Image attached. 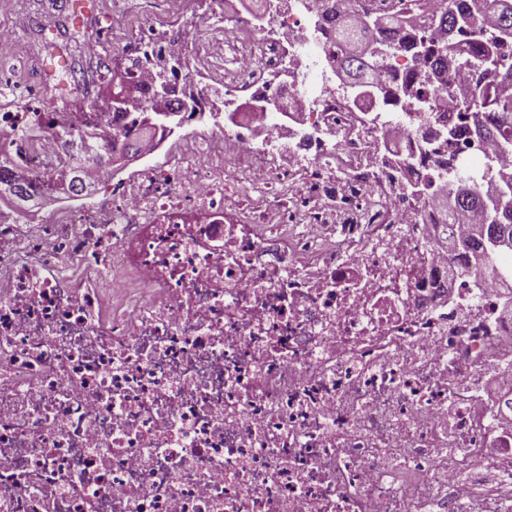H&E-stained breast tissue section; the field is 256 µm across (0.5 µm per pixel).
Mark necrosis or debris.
<instances>
[{"mask_svg": "<svg viewBox=\"0 0 512 512\" xmlns=\"http://www.w3.org/2000/svg\"><path fill=\"white\" fill-rule=\"evenodd\" d=\"M148 4L121 111L73 116L132 129L146 57L191 58L167 99L183 133L158 130L140 169L75 194L61 114L0 107V145L44 194L0 204V512H512V257L464 263L440 244L463 225L411 194L441 184L421 153L439 129L458 179L512 155L455 108L423 123L416 96L320 85V0ZM443 4L353 0L427 41ZM237 173L288 191L243 212Z\"/></svg>", "mask_w": 512, "mask_h": 512, "instance_id": "1", "label": "necrosis or debris"}]
</instances>
